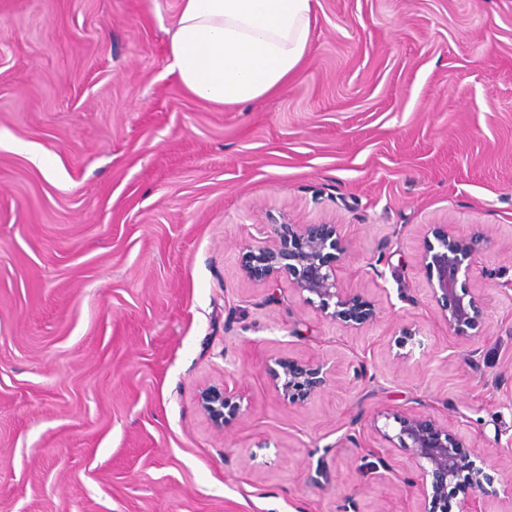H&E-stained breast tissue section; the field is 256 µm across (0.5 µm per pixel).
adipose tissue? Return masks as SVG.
<instances>
[{"label":"adipose tissue","mask_w":512,"mask_h":512,"mask_svg":"<svg viewBox=\"0 0 512 512\" xmlns=\"http://www.w3.org/2000/svg\"><path fill=\"white\" fill-rule=\"evenodd\" d=\"M314 0H180L169 43L183 90L237 106L285 89L310 40Z\"/></svg>","instance_id":"adipose-tissue-1"}]
</instances>
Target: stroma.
Segmentation results:
<instances>
[{
  "instance_id": "35a3bbf8",
  "label": "stroma",
  "mask_w": 512,
  "mask_h": 512,
  "mask_svg": "<svg viewBox=\"0 0 512 512\" xmlns=\"http://www.w3.org/2000/svg\"><path fill=\"white\" fill-rule=\"evenodd\" d=\"M178 12L0 0V512H420L408 451L358 475L387 412L453 419L499 512L512 0H316L300 76L235 107L171 73ZM279 224L341 225L337 281L378 318L342 327L285 279L268 301L241 256ZM448 224L490 239L466 345L418 262ZM280 357L326 361L341 383L288 403L266 374ZM214 387L240 406L223 429L200 406Z\"/></svg>"
}]
</instances>
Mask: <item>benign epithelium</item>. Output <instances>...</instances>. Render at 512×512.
I'll return each mask as SVG.
<instances>
[{"mask_svg": "<svg viewBox=\"0 0 512 512\" xmlns=\"http://www.w3.org/2000/svg\"><path fill=\"white\" fill-rule=\"evenodd\" d=\"M489 243L483 230L462 235L453 228L434 231V241H425L420 263L428 273L429 289L448 330L463 340L483 319L482 295L470 287L472 270ZM343 251L336 224H278L268 243L247 250L243 272L265 282L288 278L292 287L324 317L346 327L358 328L375 321L378 311L370 299L338 287L336 254ZM266 373L276 393L285 400L305 402L315 398L330 382L326 362L278 358ZM201 407L223 428L239 414V405L229 391L210 390L200 397ZM385 419L399 424L390 435L380 427V437L409 452L421 478V512H451L456 499L458 512H483L478 493L484 491V459L448 421L429 414L404 415L388 412Z\"/></svg>", "mask_w": 512, "mask_h": 512, "instance_id": "7a95c632", "label": "benign epithelium"}]
</instances>
